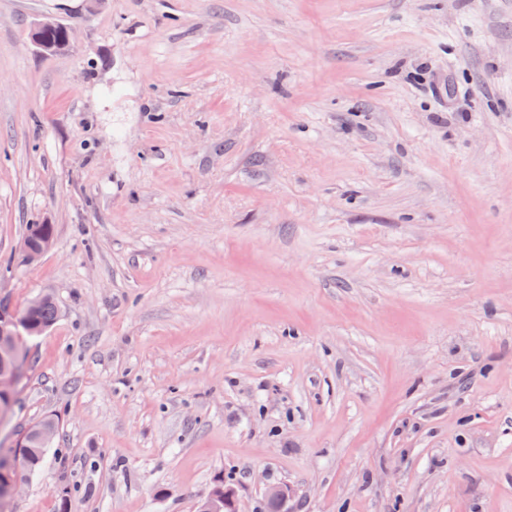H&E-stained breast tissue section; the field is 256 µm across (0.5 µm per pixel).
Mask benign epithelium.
Returning a JSON list of instances; mask_svg holds the SVG:
<instances>
[{
	"label": "benign epithelium",
	"mask_w": 512,
	"mask_h": 512,
	"mask_svg": "<svg viewBox=\"0 0 512 512\" xmlns=\"http://www.w3.org/2000/svg\"><path fill=\"white\" fill-rule=\"evenodd\" d=\"M33 45L41 53H54L68 48L72 42L71 28L56 20H41L34 26ZM55 245V235L51 232H36L23 238L21 246L22 261L33 264L50 252ZM46 296L31 299L24 311H18L0 299V401L3 411H9L13 393L21 371V341L25 336L32 335V316L44 302ZM58 431L57 422L45 419L31 425L12 446L17 455L26 452L25 441L36 436L44 443L53 440ZM25 476L16 472L0 476V495L5 498L14 496ZM275 506L276 512H288V487L278 486L266 493ZM236 503L235 492L223 484H217L211 495L200 505L199 512H229Z\"/></svg>",
	"instance_id": "7a95c632"
}]
</instances>
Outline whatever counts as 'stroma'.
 Listing matches in <instances>:
<instances>
[{"mask_svg":"<svg viewBox=\"0 0 512 512\" xmlns=\"http://www.w3.org/2000/svg\"><path fill=\"white\" fill-rule=\"evenodd\" d=\"M41 294L9 512H512V0H0V298ZM63 30L65 39L63 42H56L53 34L56 31ZM33 45L40 53H54L63 48H68L72 42V30L56 20H41L34 26L32 34ZM55 245V235L50 232H37L23 238L21 246L22 261L33 264L50 252ZM50 417L51 416H47V418L49 419L40 420L35 424L31 425L27 429V431L11 447L16 455H21L25 453L27 448L25 447L24 443L28 438H30L33 435L39 438L42 442L49 443L47 446H44L41 442L37 440H32L29 443L30 451L28 455L22 456L23 462L28 468L29 473L36 471L42 460V457L46 452V449L49 447L50 442L53 440L58 431L57 422ZM235 503V492L218 483L211 495L200 505L199 512H228Z\"/></svg>","mask_w":512,"mask_h":512,"instance_id":"stroma-1","label":"stroma"}]
</instances>
